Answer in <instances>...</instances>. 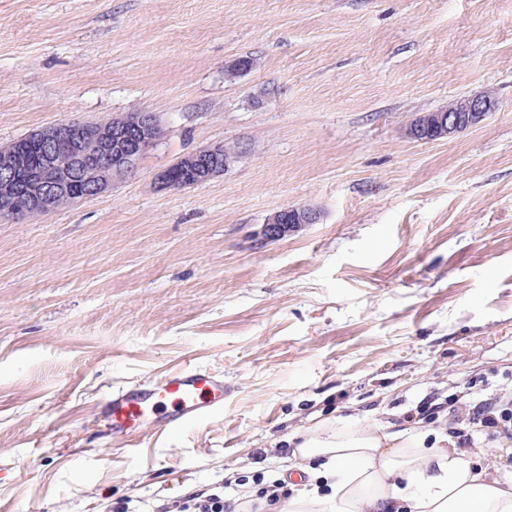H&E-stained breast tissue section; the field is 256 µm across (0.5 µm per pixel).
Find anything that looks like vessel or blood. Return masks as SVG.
<instances>
[{
  "instance_id": "vessel-or-blood-1",
  "label": "vessel or blood",
  "mask_w": 512,
  "mask_h": 512,
  "mask_svg": "<svg viewBox=\"0 0 512 512\" xmlns=\"http://www.w3.org/2000/svg\"><path fill=\"white\" fill-rule=\"evenodd\" d=\"M223 407V374L186 365L114 390L99 405L96 419L113 438L129 439L147 429L192 427Z\"/></svg>"
}]
</instances>
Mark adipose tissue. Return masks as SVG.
Listing matches in <instances>:
<instances>
[{
    "instance_id": "obj_1",
    "label": "adipose tissue",
    "mask_w": 512,
    "mask_h": 512,
    "mask_svg": "<svg viewBox=\"0 0 512 512\" xmlns=\"http://www.w3.org/2000/svg\"><path fill=\"white\" fill-rule=\"evenodd\" d=\"M292 456L308 480L280 512H512V481L473 469L442 427L386 432L325 420Z\"/></svg>"
}]
</instances>
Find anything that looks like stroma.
Masks as SVG:
<instances>
[{
    "instance_id": "1",
    "label": "stroma",
    "mask_w": 512,
    "mask_h": 512,
    "mask_svg": "<svg viewBox=\"0 0 512 512\" xmlns=\"http://www.w3.org/2000/svg\"><path fill=\"white\" fill-rule=\"evenodd\" d=\"M483 92L479 125L407 136ZM140 110L161 136L133 174L0 219V512L235 500L313 422L425 433L427 400L512 393V0H0V146ZM215 145L241 149L224 174L156 186ZM292 205L319 223L263 240ZM189 364L223 373L222 412L128 442L94 425ZM473 445L512 480V438Z\"/></svg>"
}]
</instances>
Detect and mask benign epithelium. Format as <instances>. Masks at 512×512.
I'll use <instances>...</instances> for the list:
<instances>
[{"mask_svg":"<svg viewBox=\"0 0 512 512\" xmlns=\"http://www.w3.org/2000/svg\"><path fill=\"white\" fill-rule=\"evenodd\" d=\"M496 106L487 93L460 99L444 110L420 115L408 135L416 140L448 138L479 124ZM160 135L155 114L144 111L106 122L64 119L30 133L26 141L11 144V166L0 168V218L45 214L60 197L74 203L111 190L136 171ZM61 154L70 158L71 167L56 165ZM240 154L238 148H202L161 170L155 183L165 188L203 184L227 171ZM319 219L310 206H287L265 220L263 237L282 239Z\"/></svg>","mask_w":512,"mask_h":512,"instance_id":"7a95c632","label":"benign epithelium"}]
</instances>
